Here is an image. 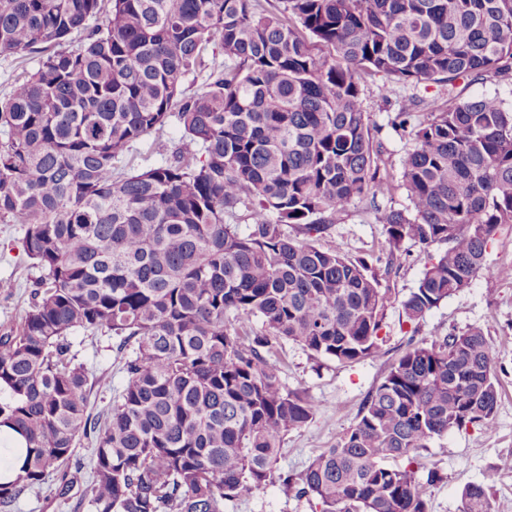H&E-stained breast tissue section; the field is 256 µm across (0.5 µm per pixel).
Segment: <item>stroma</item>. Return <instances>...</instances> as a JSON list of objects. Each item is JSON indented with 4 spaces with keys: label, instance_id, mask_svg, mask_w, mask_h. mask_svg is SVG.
<instances>
[{
    "label": "stroma",
    "instance_id": "35a3bbf8",
    "mask_svg": "<svg viewBox=\"0 0 512 512\" xmlns=\"http://www.w3.org/2000/svg\"><path fill=\"white\" fill-rule=\"evenodd\" d=\"M361 93L373 144L383 154L388 172L401 173V159L414 145L412 129L399 127L395 116L410 96L424 103L443 102L449 95L467 101L495 97L512 105V81L488 74L476 80L460 79L453 86L384 84L377 76L361 80ZM184 142L176 119H169L162 134L143 137L120 157L118 166L126 171L167 164L175 148ZM22 225L0 217V326L15 323L31 300L42 271L23 255L19 241ZM343 253L364 259L381 271V288L406 297L416 288L431 256L444 251L438 243L422 249L406 243L392 273H385L388 248L383 227L376 221L373 205L354 201L331 230ZM483 328L497 360L501 385L496 425L486 432L478 427L451 430L432 441L421 452L422 470H437L442 480L431 494L429 512H462L461 494L466 486L483 484L490 488L491 512H512V470L501 469L503 459L512 458V280L481 275L473 284L429 311L419 322L406 321L400 307L389 308L379 331L380 352L353 364L310 356L299 346L282 343L277 358L282 383L289 389L305 391L316 412L305 426L292 430L281 443V472L302 471L309 460L336 444L356 421L367 394L379 384L389 363L404 349L409 336H443L471 327ZM71 351L89 372L108 379L106 388L92 391L88 399L94 408L107 406L123 383V374L114 361L115 339L103 333L76 330L71 335ZM93 445L82 440L67 467V480L50 475L41 486L19 499L14 512H93L88 500L92 476ZM68 494H61L62 485ZM225 512H319L314 503L296 498L281 482H274L251 497L227 503Z\"/></svg>",
    "mask_w": 512,
    "mask_h": 512
}]
</instances>
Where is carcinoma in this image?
Segmentation results:
<instances>
[{
    "label": "carcinoma",
    "instance_id": "cac0c4a2",
    "mask_svg": "<svg viewBox=\"0 0 512 512\" xmlns=\"http://www.w3.org/2000/svg\"><path fill=\"white\" fill-rule=\"evenodd\" d=\"M0 0V52L41 53L0 100V216L24 227L43 276L0 329V508L61 473L94 436L95 512H224L280 479L320 512H428L441 480L414 464L453 429H494L499 378L483 329L409 337L336 445L277 471L283 437L316 406L280 379L278 344L352 364L379 349L385 311L415 322L487 272L512 224V106L433 105L401 159L404 212L373 150L364 75L392 84L512 78V0ZM105 13L102 24L88 22ZM217 48L224 61L207 58ZM203 73L202 89L179 88ZM176 117L195 150L117 172ZM370 201L390 258L405 242L448 249L399 301L323 234ZM246 211L250 223L226 219ZM288 226V233L283 226ZM76 329L117 340L124 382L71 355ZM405 458L390 467L384 460ZM462 512H491L489 487ZM485 262L490 268L512 265V224L499 228L488 245Z\"/></svg>",
    "mask_w": 512,
    "mask_h": 512
}]
</instances>
